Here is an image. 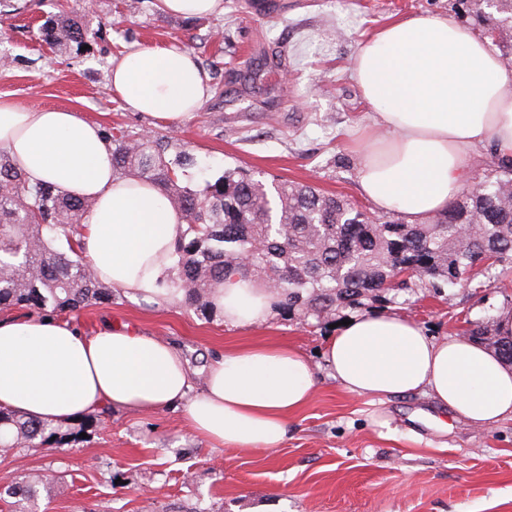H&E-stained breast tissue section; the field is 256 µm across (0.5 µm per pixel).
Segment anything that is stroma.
Returning a JSON list of instances; mask_svg holds the SVG:
<instances>
[{
    "mask_svg": "<svg viewBox=\"0 0 512 512\" xmlns=\"http://www.w3.org/2000/svg\"><path fill=\"white\" fill-rule=\"evenodd\" d=\"M84 5L11 0L0 19V97L165 137L171 151L192 155L186 174L196 186L239 167L362 208L356 143L369 118L350 72L360 40L414 13H450L482 33L490 26L462 0H224L222 15L199 18L163 14L154 0H95L90 49L43 41L47 17ZM135 45L195 56L209 96L191 117L159 121L112 95L109 71ZM507 308L505 279L478 290L422 287L396 306L368 299L318 326L277 308L264 325L231 327L180 301L156 306L114 292L75 317L85 334L126 323L177 344L196 368L251 341L286 342L314 367L313 399L291 419L283 446L250 453L200 441L177 409L115 411L69 446L0 453V512H14L10 491L33 473L48 481L29 512H512L511 419L466 427L418 393L380 402L346 393L322 356L333 324L359 314L393 309L440 340L472 323L495 332Z\"/></svg>",
    "mask_w": 512,
    "mask_h": 512,
    "instance_id": "35a3bbf8",
    "label": "stroma"
}]
</instances>
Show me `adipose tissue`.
Here are the masks:
<instances>
[{
    "mask_svg": "<svg viewBox=\"0 0 512 512\" xmlns=\"http://www.w3.org/2000/svg\"><path fill=\"white\" fill-rule=\"evenodd\" d=\"M351 73L384 132L365 136L357 160L361 192L378 212L423 223L462 189L467 150L490 143L512 161V76L489 39L453 16L409 15L380 27ZM110 85L129 111L171 123L208 95L194 57L177 48H130ZM0 149L29 183L91 201L81 246L97 280L157 305L177 298L163 282L181 214L152 182L113 172V147L97 123L70 108L0 98ZM272 302L245 282L213 297L233 326L267 322ZM324 360L348 393H420L469 427L512 420V364L469 336L435 340L395 312L351 317L327 341ZM315 389L307 358L279 343L239 346L197 371L168 341L125 325L89 336L62 319L0 318V406L36 421L67 423L105 406L178 408L208 444L272 450Z\"/></svg>",
    "mask_w": 512,
    "mask_h": 512,
    "instance_id": "1",
    "label": "adipose tissue"
}]
</instances>
